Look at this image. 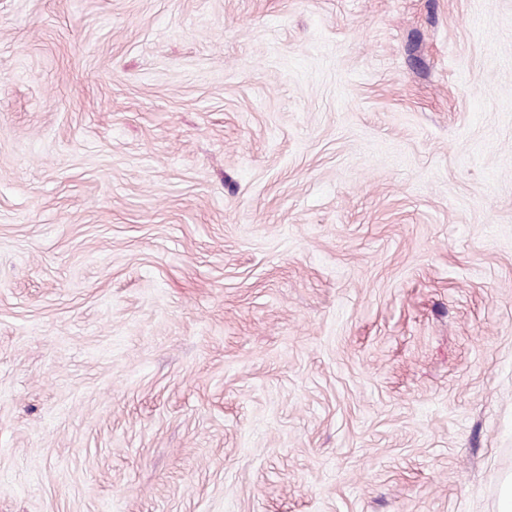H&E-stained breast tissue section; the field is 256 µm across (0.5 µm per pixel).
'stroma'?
I'll use <instances>...</instances> for the list:
<instances>
[{
    "instance_id": "35a3bbf8",
    "label": "stroma",
    "mask_w": 512,
    "mask_h": 512,
    "mask_svg": "<svg viewBox=\"0 0 512 512\" xmlns=\"http://www.w3.org/2000/svg\"><path fill=\"white\" fill-rule=\"evenodd\" d=\"M512 0H0V512H499Z\"/></svg>"
}]
</instances>
